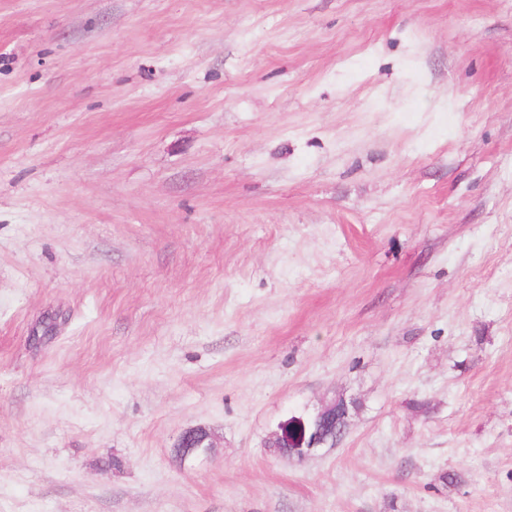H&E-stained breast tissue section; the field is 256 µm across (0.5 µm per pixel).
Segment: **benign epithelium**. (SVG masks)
<instances>
[{
  "label": "benign epithelium",
  "mask_w": 512,
  "mask_h": 512,
  "mask_svg": "<svg viewBox=\"0 0 512 512\" xmlns=\"http://www.w3.org/2000/svg\"><path fill=\"white\" fill-rule=\"evenodd\" d=\"M346 409L347 402L336 400L312 415L292 416L277 426L270 439L276 447L288 449V456L302 460L323 447L326 429ZM213 447L211 435L201 428L183 432L175 445L184 458H205Z\"/></svg>",
  "instance_id": "1"
}]
</instances>
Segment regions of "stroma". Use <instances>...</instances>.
I'll return each mask as SVG.
<instances>
[{
  "label": "stroma",
  "mask_w": 512,
  "mask_h": 512,
  "mask_svg": "<svg viewBox=\"0 0 512 512\" xmlns=\"http://www.w3.org/2000/svg\"><path fill=\"white\" fill-rule=\"evenodd\" d=\"M0 512H512V0H0ZM347 409V402L334 400L313 415L291 416L281 422L270 439L275 443L274 452L280 454L288 448L289 457L302 460L323 448L326 429L336 426L339 416ZM213 446L211 435L204 429L196 428L183 432L175 448L183 458H206Z\"/></svg>",
  "instance_id": "1"
}]
</instances>
